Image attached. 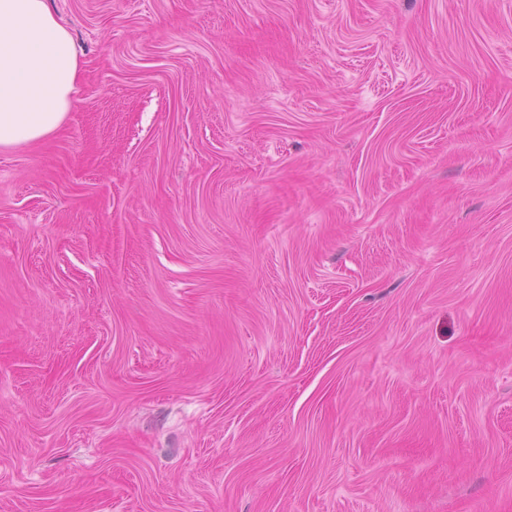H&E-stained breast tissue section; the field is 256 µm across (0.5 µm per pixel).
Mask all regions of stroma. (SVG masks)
<instances>
[{
    "mask_svg": "<svg viewBox=\"0 0 512 512\" xmlns=\"http://www.w3.org/2000/svg\"><path fill=\"white\" fill-rule=\"evenodd\" d=\"M48 3L0 512H512V0Z\"/></svg>",
    "mask_w": 512,
    "mask_h": 512,
    "instance_id": "obj_1",
    "label": "stroma"
}]
</instances>
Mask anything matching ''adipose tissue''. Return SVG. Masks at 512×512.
I'll list each match as a JSON object with an SVG mask.
<instances>
[{
	"label": "adipose tissue",
	"instance_id": "obj_1",
	"mask_svg": "<svg viewBox=\"0 0 512 512\" xmlns=\"http://www.w3.org/2000/svg\"><path fill=\"white\" fill-rule=\"evenodd\" d=\"M79 79L76 44L47 0H0V147L58 131Z\"/></svg>",
	"mask_w": 512,
	"mask_h": 512
}]
</instances>
